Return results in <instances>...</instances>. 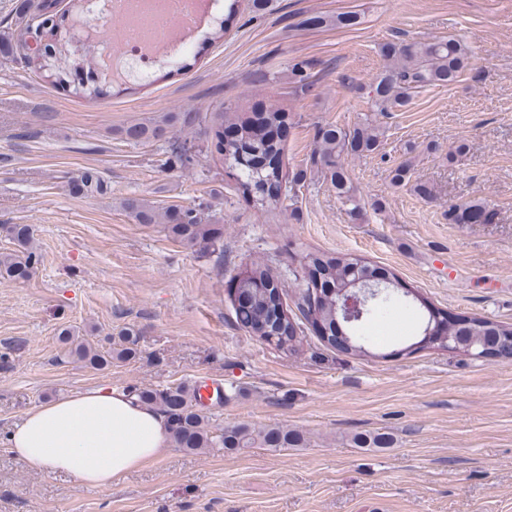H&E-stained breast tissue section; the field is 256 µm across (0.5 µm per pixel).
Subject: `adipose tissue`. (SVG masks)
I'll list each match as a JSON object with an SVG mask.
<instances>
[{"label": "adipose tissue", "mask_w": 512, "mask_h": 512, "mask_svg": "<svg viewBox=\"0 0 512 512\" xmlns=\"http://www.w3.org/2000/svg\"><path fill=\"white\" fill-rule=\"evenodd\" d=\"M166 415L129 391L91 387L28 410L8 434L33 472L67 474L89 487L112 484L157 461L170 444Z\"/></svg>", "instance_id": "ef3b65f1"}]
</instances>
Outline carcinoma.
Instances as JSON below:
<instances>
[{"instance_id":"carcinoma-1","label":"carcinoma","mask_w":512,"mask_h":512,"mask_svg":"<svg viewBox=\"0 0 512 512\" xmlns=\"http://www.w3.org/2000/svg\"><path fill=\"white\" fill-rule=\"evenodd\" d=\"M25 29L38 37L50 38V73L47 78L57 85L69 83L74 72L86 73L87 83L75 88L80 97L96 98L101 94L95 77L98 58L86 51L75 54L64 40L67 29L62 16L56 10L55 0H21ZM385 66L368 85L367 95L379 112H389L409 102L412 94L430 85L450 84L468 65V51L464 44L452 38L416 42L409 45L389 44L383 48ZM285 115L277 110L253 112L245 119L235 114L216 112L211 117L207 140L210 152L239 171L237 181L242 192L256 193L255 204L264 208L276 204L266 197L262 185L270 180L283 182L280 168V144L272 131L280 127ZM196 115L190 112H166L146 122L125 126L119 134L131 141L141 142L160 139L176 132L185 139L195 137L193 127ZM379 127L371 122L344 130L334 125L322 126L316 133L314 163L330 181L336 196L355 211L359 208L357 196L351 184L345 158L364 156L378 150ZM68 186L71 193L87 196L106 191L104 181L92 169L73 174ZM123 207L138 224H160L168 234L184 247L208 252L216 251L224 238L223 228L210 223V215L202 209L161 206L139 198L124 200ZM448 218L455 222L475 224L489 219V212L482 202H472L464 207L452 206ZM0 232L12 238L17 249L0 254V278L7 280L27 279L33 275L39 255L33 246V232L26 224H1ZM301 279L303 288L297 297L296 307L311 327L319 328L320 338L332 344L336 336L335 302L337 293L348 281L357 276L383 275L389 269L374 266L363 258L345 254L335 256L325 252L308 253L303 257ZM237 293H246L248 301L235 307L237 322L263 342L279 351L293 355L303 345V330L295 319L281 314L284 307L283 289L271 272L261 266L239 278ZM405 285L392 286V291L376 300L362 320L345 332L353 337L351 354L378 356L376 349L383 346L382 331L390 319L402 309L419 304L404 294ZM446 322L445 333L453 336L464 334L473 341L492 346L512 338V324L487 318L460 317L435 310ZM66 354L99 369L112 365V360H123L137 353V333L129 329L123 336L120 349L94 346L71 330L61 332ZM138 401L166 414L171 422V438L175 447L187 451L206 448H222L237 452L246 448H293L304 441L297 430L286 426L255 427L248 423L227 425L212 429L209 419L198 406L200 397L188 386L177 385L163 390L130 388ZM360 448H381L387 437L380 433L362 432L353 435Z\"/></svg>"}]
</instances>
